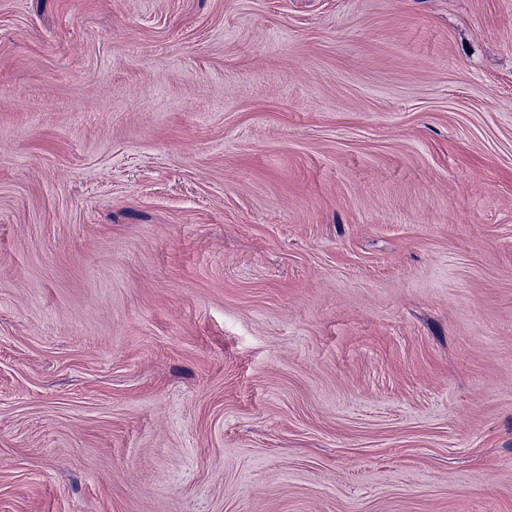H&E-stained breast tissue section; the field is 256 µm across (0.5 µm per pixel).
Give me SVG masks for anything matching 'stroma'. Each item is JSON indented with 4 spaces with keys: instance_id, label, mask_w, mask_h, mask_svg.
<instances>
[{
    "instance_id": "1",
    "label": "stroma",
    "mask_w": 512,
    "mask_h": 512,
    "mask_svg": "<svg viewBox=\"0 0 512 512\" xmlns=\"http://www.w3.org/2000/svg\"><path fill=\"white\" fill-rule=\"evenodd\" d=\"M0 512H512V0H0Z\"/></svg>"
}]
</instances>
